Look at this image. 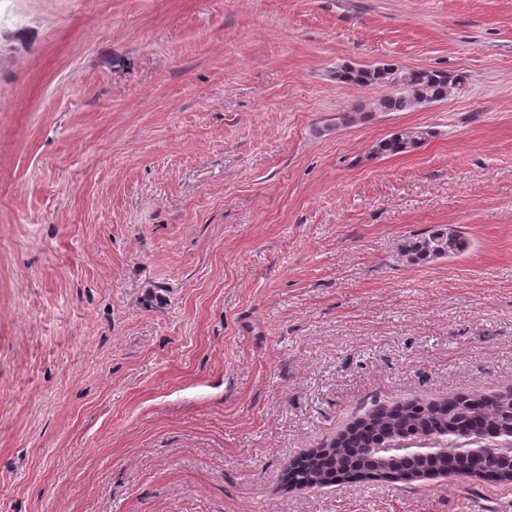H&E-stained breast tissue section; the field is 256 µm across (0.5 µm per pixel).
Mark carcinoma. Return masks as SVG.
I'll return each mask as SVG.
<instances>
[{
  "label": "carcinoma",
  "mask_w": 512,
  "mask_h": 512,
  "mask_svg": "<svg viewBox=\"0 0 512 512\" xmlns=\"http://www.w3.org/2000/svg\"><path fill=\"white\" fill-rule=\"evenodd\" d=\"M339 80L358 85L377 84L391 88L374 103L376 112H409L423 97L435 101L448 94L462 78L427 69H402L393 64L336 71ZM372 111V112H374ZM372 112L355 108L336 117V125L348 127L372 117ZM432 137V131L416 127L380 140L373 152L380 156L407 153ZM468 248L467 239L453 227L438 228L401 244L404 257L414 263L453 258ZM512 434V392L493 395L460 394L427 404L404 403L391 407L376 405L341 432L328 445L312 450L294 462L285 474V484L316 488L336 482L338 477L386 478L416 470L448 469L458 474H506L512 468L492 447ZM431 439L441 454L407 458L402 453L382 452L399 442Z\"/></svg>",
  "instance_id": "cac0c4a2"
}]
</instances>
